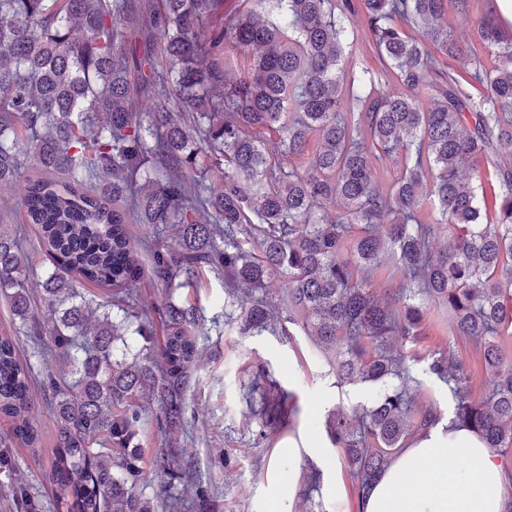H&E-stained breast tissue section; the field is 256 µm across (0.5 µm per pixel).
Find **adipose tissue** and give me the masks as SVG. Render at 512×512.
I'll list each match as a JSON object with an SVG mask.
<instances>
[{
    "mask_svg": "<svg viewBox=\"0 0 512 512\" xmlns=\"http://www.w3.org/2000/svg\"><path fill=\"white\" fill-rule=\"evenodd\" d=\"M467 466L448 470L450 453ZM505 469L465 430L434 427L405 448L359 503L360 512H512Z\"/></svg>",
    "mask_w": 512,
    "mask_h": 512,
    "instance_id": "ef3b65f1",
    "label": "adipose tissue"
}]
</instances>
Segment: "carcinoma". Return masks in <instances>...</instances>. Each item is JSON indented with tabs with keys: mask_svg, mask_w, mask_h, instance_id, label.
<instances>
[{
	"mask_svg": "<svg viewBox=\"0 0 512 512\" xmlns=\"http://www.w3.org/2000/svg\"><path fill=\"white\" fill-rule=\"evenodd\" d=\"M450 2L469 12L470 0H255L226 23L227 0H0V182L22 181L52 265L38 276L1 221L0 292L19 332L66 371L43 382L57 512H155L138 492L140 440L150 416L193 437L198 339L219 319L178 291L210 276L228 328L288 335L290 324L336 383L382 387L371 407L325 421L357 497L439 421L432 405L411 412L396 383L433 310L494 376L476 399L451 351L425 356L448 383L450 423L512 452V36L486 0L478 35L498 65L450 68L464 55L442 23ZM360 41L379 69L346 62ZM230 52L238 72L224 70ZM386 158L396 176L384 192L373 160ZM443 224L451 245L436 251ZM386 255L401 279L381 301L354 271ZM145 275L165 292L160 309L139 300ZM275 277L274 305L257 291ZM252 367L264 440L297 409L265 365ZM32 376L1 336L0 418L26 448L40 447ZM152 464L164 481H194L175 439ZM194 505L176 494L162 508Z\"/></svg>",
	"mask_w": 512,
	"mask_h": 512,
	"instance_id": "carcinoma-1",
	"label": "carcinoma"
}]
</instances>
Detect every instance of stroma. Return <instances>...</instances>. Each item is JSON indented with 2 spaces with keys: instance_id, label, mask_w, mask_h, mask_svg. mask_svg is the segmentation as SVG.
<instances>
[{
  "instance_id": "1",
  "label": "stroma",
  "mask_w": 512,
  "mask_h": 512,
  "mask_svg": "<svg viewBox=\"0 0 512 512\" xmlns=\"http://www.w3.org/2000/svg\"><path fill=\"white\" fill-rule=\"evenodd\" d=\"M482 2L471 0L466 16L449 10L444 21L463 48L476 53L490 68L496 63V53L480 43L476 27ZM16 328L7 300L0 295V336L15 339L21 358L33 365L37 376L58 373L56 357L37 355L30 339L18 334ZM200 346L202 359L188 391L196 433L193 439L182 440L181 454L193 464L202 483L214 486L215 493L195 512H358L343 451L328 441L323 423L332 410L371 406L374 388L363 383L337 384L308 338L299 334L240 336L222 326L211 330ZM447 347L453 348L470 373L474 395L485 394L492 376L472 345L461 341L449 346L446 323L431 319L419 339V353L423 357ZM256 360L266 364L294 395L297 406L290 427L263 442L255 440L247 427L253 399L244 367ZM409 368L413 408L434 405L441 421H448L453 402L447 385L429 373L422 358L411 362ZM32 414L42 431L43 444L38 448L11 445V464L0 468V512H23L12 493L18 484L25 485L39 502L40 512H55L51 449L56 424L48 397L39 387L34 390ZM291 446L299 448L300 455L292 467H281ZM292 488L307 494L305 507L289 506L288 491Z\"/></svg>"
}]
</instances>
